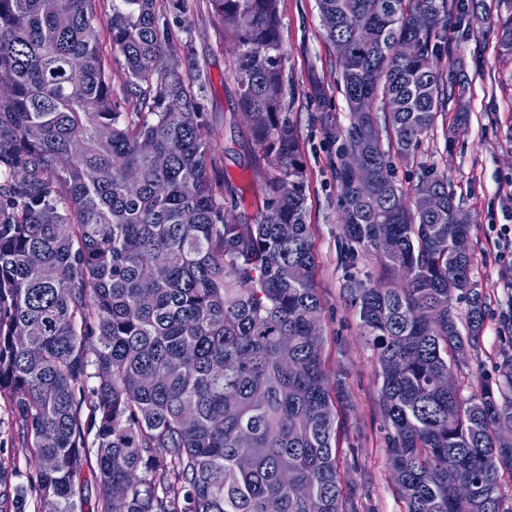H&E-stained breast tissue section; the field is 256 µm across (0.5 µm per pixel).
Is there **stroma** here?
<instances>
[{
    "label": "stroma",
    "mask_w": 512,
    "mask_h": 512,
    "mask_svg": "<svg viewBox=\"0 0 512 512\" xmlns=\"http://www.w3.org/2000/svg\"><path fill=\"white\" fill-rule=\"evenodd\" d=\"M475 23L453 34L449 47L464 63L470 123L444 139L449 113H440L422 144L416 163L393 157L397 181L413 189L423 165L436 166L462 204L471 224L472 278L485 296L486 317L481 348L454 372L462 395L482 380H497L504 356L512 354V335L501 330L512 265L499 261L494 224L512 225V195L501 186L512 180V55L498 48L497 20L512 13V0H474ZM282 63L286 99L297 129L306 167L307 221L316 258L314 286L321 301L322 359L336 388L337 448L344 467V491L352 512H404L391 481L385 426L375 357L360 328L359 317L344 289L339 260L342 237L336 192L338 147L320 121L330 114L346 127L349 111L336 64V49L324 37L317 0H280ZM172 43L189 46L172 63L192 85L214 129L216 175L235 190L228 209L236 222L251 224L265 212L267 167L247 143L237 110L235 64L228 42L209 13L207 0H188L179 16L167 17ZM0 512H9L15 487H23L31 512L39 505L38 482L31 454L21 446L20 422L0 398Z\"/></svg>",
    "instance_id": "obj_1"
}]
</instances>
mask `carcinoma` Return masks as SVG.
<instances>
[{
	"label": "carcinoma",
	"mask_w": 512,
	"mask_h": 512,
	"mask_svg": "<svg viewBox=\"0 0 512 512\" xmlns=\"http://www.w3.org/2000/svg\"><path fill=\"white\" fill-rule=\"evenodd\" d=\"M0 0V397L37 466L42 512H80L96 449L98 512H348L321 352L305 169L285 112L278 0H208L232 40L239 111L268 167L255 224L226 216L213 130L157 0ZM350 124L336 189L345 288L390 432L405 512H512V356L496 385L442 386L478 348L484 298L448 176L407 193L437 114L467 123L452 0H318ZM125 60L113 102L111 55ZM512 54V14L498 22ZM351 153L365 165L348 166ZM379 260L391 283L356 270ZM464 301L466 325L453 315ZM94 372H88V369ZM95 379L85 394L89 379Z\"/></svg>",
	"instance_id": "carcinoma-1"
}]
</instances>
